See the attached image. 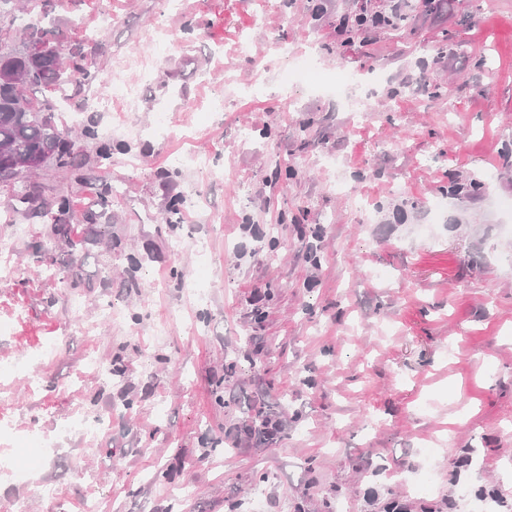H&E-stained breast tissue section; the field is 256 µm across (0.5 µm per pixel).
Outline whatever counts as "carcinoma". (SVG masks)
I'll return each mask as SVG.
<instances>
[{
    "label": "carcinoma",
    "instance_id": "1",
    "mask_svg": "<svg viewBox=\"0 0 512 512\" xmlns=\"http://www.w3.org/2000/svg\"><path fill=\"white\" fill-rule=\"evenodd\" d=\"M23 40L26 51L13 56L8 69L0 68V167L34 159L43 166L52 163L84 182L87 177L80 173L83 162L76 142L58 125L55 106L32 95V91L90 83L96 78L95 62L78 48L64 59V33L47 25L44 13L25 28ZM16 197L49 221L52 237L75 249L77 242L71 238V227L62 222L71 210L69 196L59 194L45 201L22 187ZM283 431L279 418L261 411L239 429L248 439L256 436L265 440Z\"/></svg>",
    "mask_w": 512,
    "mask_h": 512
}]
</instances>
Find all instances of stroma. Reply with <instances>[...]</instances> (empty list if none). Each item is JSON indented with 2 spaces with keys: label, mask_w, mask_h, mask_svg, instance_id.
Wrapping results in <instances>:
<instances>
[{
  "label": "stroma",
  "mask_w": 512,
  "mask_h": 512,
  "mask_svg": "<svg viewBox=\"0 0 512 512\" xmlns=\"http://www.w3.org/2000/svg\"><path fill=\"white\" fill-rule=\"evenodd\" d=\"M311 5L38 0L98 71L55 105L112 217L94 234L92 190L53 166L31 178L72 199L92 285L70 288L36 260L62 261L65 243L0 185V364L44 378L0 379L14 425L0 454L27 474L0 478V512H492L478 487L512 495V0H449L345 37L338 16L391 0ZM295 50L315 66L286 86ZM184 54L200 95L157 129L141 87ZM123 84L133 102L87 108ZM474 179L484 194L466 193ZM110 304L121 320H104ZM91 357L122 375L98 377ZM261 406L281 436H238ZM80 412L107 419L89 446L57 434ZM46 435L57 452L35 454Z\"/></svg>",
  "instance_id": "obj_1"
}]
</instances>
